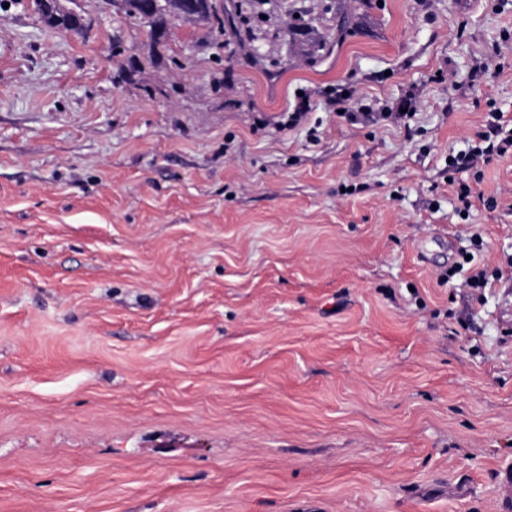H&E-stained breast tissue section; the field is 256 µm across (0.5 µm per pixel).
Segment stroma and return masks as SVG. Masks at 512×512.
I'll return each mask as SVG.
<instances>
[{
  "label": "stroma",
  "mask_w": 512,
  "mask_h": 512,
  "mask_svg": "<svg viewBox=\"0 0 512 512\" xmlns=\"http://www.w3.org/2000/svg\"><path fill=\"white\" fill-rule=\"evenodd\" d=\"M74 7L0 0V512H498L512 0ZM73 0H46V19L57 28H60L72 35H77L84 25V17L74 8L69 6ZM50 22L46 23L54 27ZM151 0H120L119 5L128 15L140 18L143 23L149 28L148 34L152 41L156 42L161 36V27L163 26L164 16L162 11H156L160 1L155 0L152 4L148 2ZM503 114L492 112L490 115L489 126L496 133V138L492 140L491 135L480 134V142L472 146L467 153H458L456 155L448 154V171L467 170L474 168L477 164H490L494 158H502L506 154H512V134L503 136L498 140L499 121Z\"/></svg>",
  "instance_id": "stroma-1"
}]
</instances>
